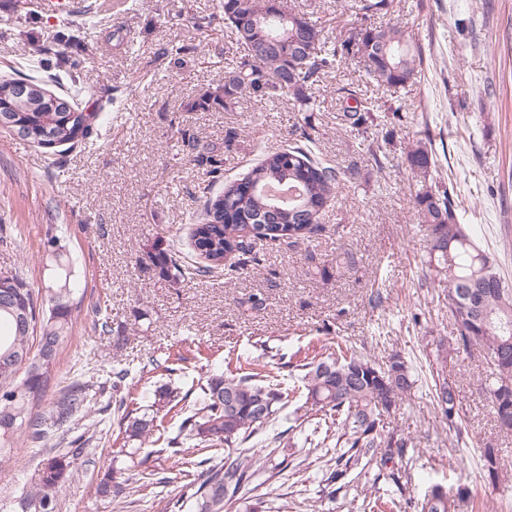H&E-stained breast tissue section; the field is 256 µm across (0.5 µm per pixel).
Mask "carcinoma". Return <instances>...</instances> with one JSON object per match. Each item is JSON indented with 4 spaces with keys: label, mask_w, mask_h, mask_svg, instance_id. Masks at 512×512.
<instances>
[{
    "label": "carcinoma",
    "mask_w": 512,
    "mask_h": 512,
    "mask_svg": "<svg viewBox=\"0 0 512 512\" xmlns=\"http://www.w3.org/2000/svg\"><path fill=\"white\" fill-rule=\"evenodd\" d=\"M362 18L388 9L389 0H336ZM224 24L231 27L239 49L224 82L205 89L196 101L201 109L224 107V101L242 92L260 97L287 95L300 109L311 103L313 89L332 70L350 42H330L316 22L287 5L284 0H224ZM357 52L364 58L367 73L378 84L404 87L417 74L416 55L403 33L395 27H365L355 38ZM50 69V59L39 61L30 73L0 82V128L16 133L39 147L52 144L70 148L89 139L96 120L85 123L82 110L71 97L46 95L41 73ZM355 105L343 110L342 120L359 136L368 138L375 116L371 103L348 94ZM314 138L304 131L292 144L264 153L260 161L240 179L223 181L222 160L208 155L210 185L221 189L206 198L190 232V246L199 259L194 265L180 251L156 246L147 253L159 274L178 282L225 267L235 255H249L247 239L296 243L320 229L324 207L334 197L339 180L336 169L323 165L314 155ZM432 153L418 146L408 155L411 172L426 178ZM270 185L277 190L298 187L300 200L275 203L261 193ZM415 206L426 226L429 266L448 273L446 295L448 319L455 329L451 340L435 343L432 364L436 366L433 399L448 431L463 440L457 387L445 375L448 357L458 349L482 352L485 383L483 393L499 428L512 432V288L497 272L494 260L479 249L470 231L458 221L459 205L450 190L429 189L415 195ZM58 238L47 241L48 256L55 273L51 283L35 291L17 275H1L0 286L12 289L16 301H0V354L11 350L21 359L0 363V417L11 427L0 426V443L25 427L34 439L44 437V427L59 425L89 407V382H76L62 389L55 406L41 415L32 413L33 402L50 384L56 358L70 339L73 328L74 297L80 284L73 259L57 248ZM304 371L306 402L315 412L336 419V457L326 460L327 483L350 471L387 468L396 452L407 447L404 438L383 433L384 420L395 412L402 395L413 384L411 368L398 354L379 362L365 357L352 345H336L324 354L317 348L298 350ZM242 366L226 363V369L212 371L201 385L198 408L180 423V433L191 448L203 454L219 444L224 458L209 464L198 478L186 483L176 501L189 512H258L249 496L256 475L273 477L268 467L276 448L264 454L244 448L253 436L277 418L286 391L267 365L240 373ZM151 411L128 408L126 399L115 403L121 413L124 443L141 442L163 425L166 414L175 409L177 388L169 383L149 393ZM177 410V409H175ZM182 413V410H177ZM483 472L491 484L499 479V449L481 451ZM76 472L70 452L50 449L42 460L36 484L38 512H57L58 492ZM99 494L123 491L110 470L97 483ZM467 485L448 489L436 483L413 502L414 512H453L459 499L471 497Z\"/></svg>",
    "instance_id": "cac0c4a2"
}]
</instances>
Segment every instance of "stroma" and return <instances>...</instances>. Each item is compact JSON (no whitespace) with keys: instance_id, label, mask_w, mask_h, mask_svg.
Returning <instances> with one entry per match:
<instances>
[{"instance_id":"obj_1","label":"stroma","mask_w":512,"mask_h":512,"mask_svg":"<svg viewBox=\"0 0 512 512\" xmlns=\"http://www.w3.org/2000/svg\"><path fill=\"white\" fill-rule=\"evenodd\" d=\"M318 21L326 36L347 39L362 23L334 0H287ZM68 13L44 0H0V78L27 71L44 49L79 54L73 82L50 91L76 95L79 108L106 109L97 136L66 151L33 146L0 129V273L44 288L52 275L47 235L77 257L81 287L71 339L60 351L56 379L35 403L42 413L72 380H89L93 405L41 440L28 431L6 445L0 463V512H37L27 496L49 449L78 441L74 479L58 493V512H170L184 484L196 478L192 457L169 448L178 434L170 421L161 441L135 454L122 450L116 399L137 398L169 382L192 410L210 370L225 359H256L263 348L291 357L300 347L346 342L373 359L401 354L416 383L403 396L387 430L406 438L390 475L366 471L331 490L325 467L305 437L301 399L286 403L267 431L275 478L255 489L263 512H373L372 501L421 496L433 482L476 487L455 512H512V480L481 486V450L499 449L512 477V434L501 431L484 400L478 352L452 353L448 374L465 419L463 439L450 434L432 395L429 356L437 339L452 338L445 294L427 265V242L413 198L410 151L432 141L426 183L452 190L459 221L491 254L512 285V0H394L373 14L374 26L403 30L420 53L416 80L400 88L377 85L352 53L322 78L309 111L292 98L246 93L226 108L203 110L202 88L219 82L236 56L222 21L223 0H67ZM87 5V15L77 7ZM183 47L172 55L171 47ZM371 98V140L386 153L376 167L361 136L341 121L345 89ZM314 128V153L336 168L339 188L310 241H254L257 262L233 275L214 271L178 283L161 279L146 259L156 243L191 257V224L204 203L207 166L188 154L180 131L223 160L225 179L243 177L264 150L287 145L299 125ZM332 262L328 278L314 275L307 253ZM353 256L354 266L335 265ZM266 305L249 310L251 295ZM108 302L111 334L95 326V308ZM123 345H115V336ZM180 354L174 372L168 355ZM128 368L122 382L112 372ZM136 487L133 500L97 493L107 468ZM155 473L146 481L147 473Z\"/></svg>"}]
</instances>
